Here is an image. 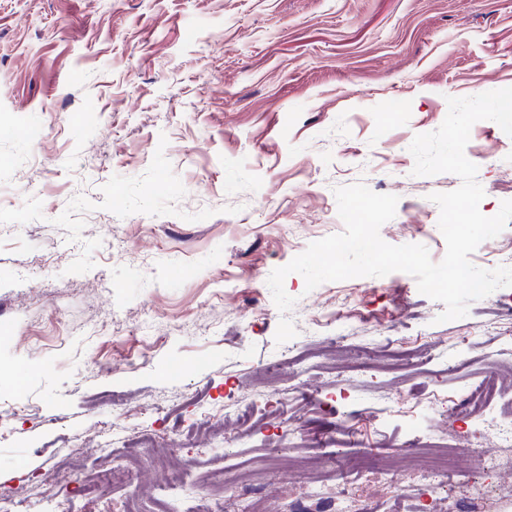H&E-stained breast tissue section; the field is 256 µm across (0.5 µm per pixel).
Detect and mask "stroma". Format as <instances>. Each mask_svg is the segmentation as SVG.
Wrapping results in <instances>:
<instances>
[{
	"label": "stroma",
	"instance_id": "obj_1",
	"mask_svg": "<svg viewBox=\"0 0 512 512\" xmlns=\"http://www.w3.org/2000/svg\"><path fill=\"white\" fill-rule=\"evenodd\" d=\"M512 87V0H0V485L20 512H95L60 494L97 469L89 438L112 427L180 445L198 475L224 469V507L244 487L279 512L310 484L335 493L362 464L398 461L365 512H456L501 449L492 423L453 405L491 359L512 360V288L441 323L443 303L403 272L326 282L300 274L276 307L267 280L342 233L334 190L398 196L391 245L446 243L435 192L409 146L451 97ZM496 215L512 200V137L476 122L465 149ZM332 311L337 355L364 372L308 367ZM297 335L276 343L282 317ZM285 366L284 417L242 431L257 367ZM224 455L183 441L202 412ZM447 442L451 485L429 498L409 435Z\"/></svg>",
	"mask_w": 512,
	"mask_h": 512
}]
</instances>
